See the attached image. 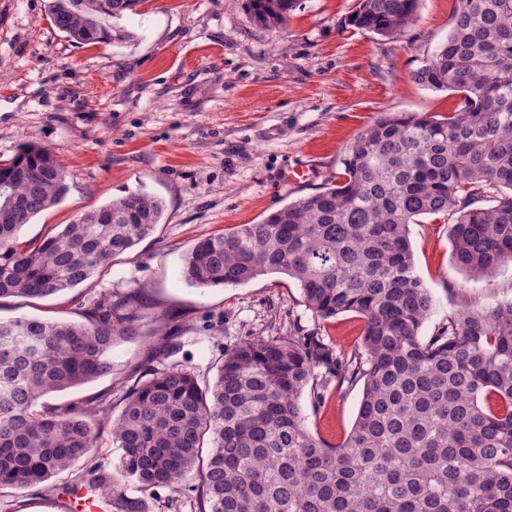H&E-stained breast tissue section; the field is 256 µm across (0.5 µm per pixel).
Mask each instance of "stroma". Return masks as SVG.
<instances>
[{"label": "stroma", "instance_id": "35a3bbf8", "mask_svg": "<svg viewBox=\"0 0 512 512\" xmlns=\"http://www.w3.org/2000/svg\"><path fill=\"white\" fill-rule=\"evenodd\" d=\"M355 0H301L285 29L260 26L246 0H143L120 21L126 41L75 44L51 23L46 0H0V161L22 145L49 148L68 173L62 202L36 216L21 240L41 241L58 224L137 189L160 197L153 235L117 256L91 285L60 296L0 300V318L77 320L102 294L136 297L138 333L118 346L113 376L51 396L54 404L120 398L167 359L155 330L180 343L178 360L206 369L224 348L256 336L318 330L335 351L357 346L351 314L320 322L294 280L267 275L248 284L198 288L182 277L183 256L200 238L254 224L288 202L334 185L357 133L382 112L454 111L458 93L435 92L413 72L443 43L458 0H421L399 38L348 23ZM314 178L294 184L292 168ZM416 271L433 299L422 336L468 305L512 301V263L473 280L452 260L446 224L409 227ZM361 385L331 389L320 407L301 405L327 443L355 421ZM81 467L22 491L0 490V512H63L59 496Z\"/></svg>", "mask_w": 512, "mask_h": 512}]
</instances>
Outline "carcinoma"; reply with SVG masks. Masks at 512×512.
<instances>
[{
    "label": "carcinoma",
    "mask_w": 512,
    "mask_h": 512,
    "mask_svg": "<svg viewBox=\"0 0 512 512\" xmlns=\"http://www.w3.org/2000/svg\"><path fill=\"white\" fill-rule=\"evenodd\" d=\"M49 0L75 43L131 35L115 24L142 0ZM420 0H356L355 29L394 39ZM300 0H247L256 23L282 28ZM460 94L447 114L383 112L348 147L336 184L256 224L206 236L183 276L200 288L283 274L317 320L361 318L359 344L335 352L316 331L257 336L224 349L209 378L172 363L128 387L117 419L105 396L42 399L113 374L134 331L129 299L102 295L82 322L0 320V490H23L78 462L110 512H145L136 489L179 495L189 477L200 512H512V302L463 306L425 338L433 301L416 273L409 225L447 220L454 264L488 279L512 263V0H459L448 38L412 74ZM65 168L29 143L0 163V299L47 298L88 283L151 235L164 201L142 190L85 212L39 243L21 228L68 192ZM28 200L18 219L6 195ZM492 204L480 206L483 198ZM363 385L348 436L313 434L331 384ZM112 426L110 472L94 463Z\"/></svg>",
    "instance_id": "1"
}]
</instances>
